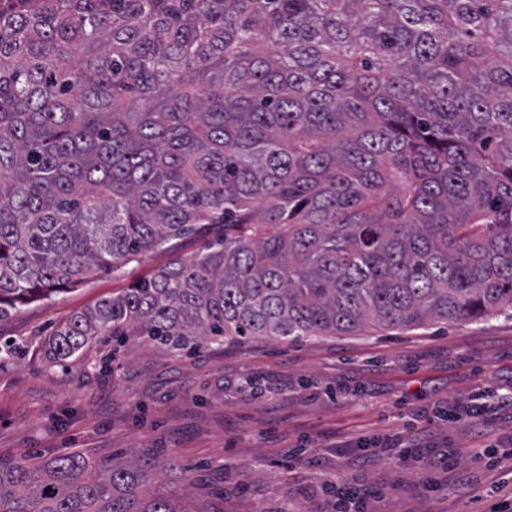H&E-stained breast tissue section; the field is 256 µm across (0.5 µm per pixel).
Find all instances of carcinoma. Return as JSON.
<instances>
[{"label":"carcinoma","mask_w":512,"mask_h":512,"mask_svg":"<svg viewBox=\"0 0 512 512\" xmlns=\"http://www.w3.org/2000/svg\"><path fill=\"white\" fill-rule=\"evenodd\" d=\"M171 351L512 317V0H0V321ZM148 454L0 458V512H183Z\"/></svg>","instance_id":"cac0c4a2"}]
</instances>
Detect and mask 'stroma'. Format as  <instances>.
Instances as JSON below:
<instances>
[{"mask_svg": "<svg viewBox=\"0 0 512 512\" xmlns=\"http://www.w3.org/2000/svg\"><path fill=\"white\" fill-rule=\"evenodd\" d=\"M171 259L153 253L125 277L98 274L0 321L23 346L0 359L1 457L152 453L176 461L155 487L185 512H280L286 498L326 512L338 483L366 493L368 512H492L512 499L510 317L177 353L101 338L65 364L46 357L59 324ZM487 395L496 405L471 418ZM376 438L424 456L376 449L359 461Z\"/></svg>", "mask_w": 512, "mask_h": 512, "instance_id": "35a3bbf8", "label": "stroma"}]
</instances>
